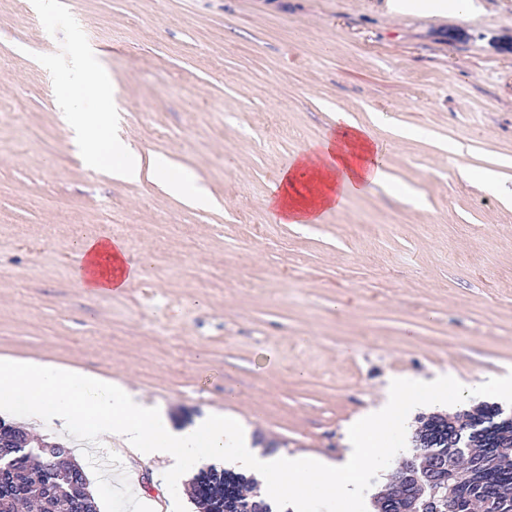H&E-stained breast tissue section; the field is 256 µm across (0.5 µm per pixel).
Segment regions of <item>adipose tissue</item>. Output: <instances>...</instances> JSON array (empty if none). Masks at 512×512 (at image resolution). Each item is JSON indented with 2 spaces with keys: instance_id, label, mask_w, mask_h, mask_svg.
I'll return each mask as SVG.
<instances>
[{
  "instance_id": "ef3b65f1",
  "label": "adipose tissue",
  "mask_w": 512,
  "mask_h": 512,
  "mask_svg": "<svg viewBox=\"0 0 512 512\" xmlns=\"http://www.w3.org/2000/svg\"><path fill=\"white\" fill-rule=\"evenodd\" d=\"M389 16H413L428 21L477 12L476 0H383ZM337 132L317 151L298 156L282 169L268 200L283 224H316L352 194L385 182L382 145L345 112L336 114ZM76 277L95 294L118 293L136 277L140 266L129 263L121 242L91 235L78 245Z\"/></svg>"
}]
</instances>
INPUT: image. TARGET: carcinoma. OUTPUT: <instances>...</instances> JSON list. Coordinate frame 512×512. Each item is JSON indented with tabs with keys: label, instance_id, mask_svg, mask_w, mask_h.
Here are the masks:
<instances>
[{
	"label": "carcinoma",
	"instance_id": "obj_1",
	"mask_svg": "<svg viewBox=\"0 0 512 512\" xmlns=\"http://www.w3.org/2000/svg\"><path fill=\"white\" fill-rule=\"evenodd\" d=\"M450 419L470 432L471 454L475 458L482 456L490 438L512 442V421H506L502 410L494 404L483 403L452 417L432 414L420 419V426L412 436L411 451L406 456L412 461L415 474L422 473L420 464L424 455L450 452L448 448L417 445L425 437L435 439L442 435ZM27 441L32 442L34 438L23 427L0 418V512H22L31 508L37 512H98L84 468L74 459L68 463L61 461L62 455H71L69 449L58 442L43 440V451L28 455L20 451V444ZM479 480L500 485L512 495V462L506 470L498 464L484 468ZM252 485L251 479L215 468L208 473L199 471L188 492L201 512H224L226 505H245L249 501L260 505L262 512H272L265 500L247 497ZM474 493L475 489L462 486L454 489L450 497L448 489L443 488L423 512H475L480 500Z\"/></svg>",
	"mask_w": 512,
	"mask_h": 512
}]
</instances>
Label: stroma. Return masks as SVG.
Returning <instances> with one entry per match:
<instances>
[{
	"instance_id": "1",
	"label": "stroma",
	"mask_w": 512,
	"mask_h": 512,
	"mask_svg": "<svg viewBox=\"0 0 512 512\" xmlns=\"http://www.w3.org/2000/svg\"><path fill=\"white\" fill-rule=\"evenodd\" d=\"M62 2L115 82L120 139L213 203L86 166L37 60L57 38L31 0H0V360L100 374L173 428L232 415L263 453L331 460L393 379L512 371V0L439 26L380 0ZM340 109L385 145L393 189L278 223L277 175ZM483 169L498 188L471 179ZM88 233L142 266L122 293L75 279ZM29 430L73 449L100 512L151 491L196 512L170 460L107 467Z\"/></svg>"
}]
</instances>
